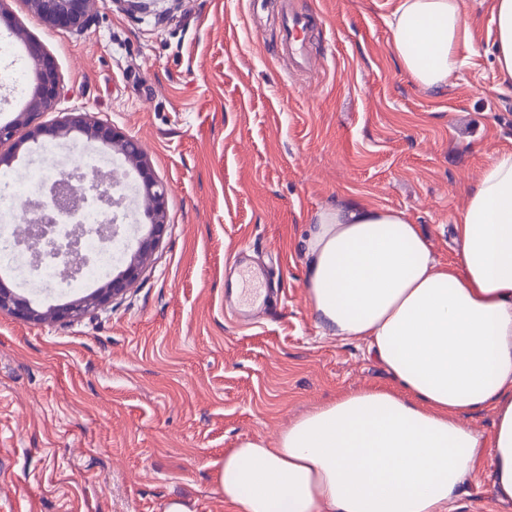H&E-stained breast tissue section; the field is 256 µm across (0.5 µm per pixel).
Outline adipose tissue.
<instances>
[{
  "label": "adipose tissue",
  "instance_id": "1",
  "mask_svg": "<svg viewBox=\"0 0 512 512\" xmlns=\"http://www.w3.org/2000/svg\"><path fill=\"white\" fill-rule=\"evenodd\" d=\"M492 55L512 84V0H492ZM390 48L421 87L443 88L472 42L460 0H398ZM322 328L365 342L392 384L347 392L284 429L245 437L214 472L227 512H448L494 413L493 477L512 499V151L466 192L453 255L436 259L406 211L315 212L301 241Z\"/></svg>",
  "mask_w": 512,
  "mask_h": 512
}]
</instances>
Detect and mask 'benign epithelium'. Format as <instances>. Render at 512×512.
Listing matches in <instances>:
<instances>
[{
	"label": "benign epithelium",
	"mask_w": 512,
	"mask_h": 512,
	"mask_svg": "<svg viewBox=\"0 0 512 512\" xmlns=\"http://www.w3.org/2000/svg\"><path fill=\"white\" fill-rule=\"evenodd\" d=\"M97 0H26L29 11L43 23L80 31L94 11ZM28 59L38 78V86L28 107L14 113L7 121H0V145L10 143L19 148L22 142L16 140L17 131L28 129L33 140L45 135L64 140L74 131L83 134L89 142H98L122 156L125 162L136 169L141 182L136 187L137 195L149 202L153 224L147 236L137 239L136 247L126 253V268L117 276L95 289L88 295L58 305L52 312L56 321L73 320L93 309L104 306L126 294L139 279L143 267L162 243L169 226L167 209L168 186L159 180L150 166L146 152L138 138L123 134L110 124L93 117L88 112L74 111L51 125L36 123L39 115L52 109L61 94V79L55 57L42 44L28 42ZM79 197L54 190L51 197L54 209L68 213L76 211ZM0 312H7L23 321L39 324L45 321L42 311L34 308L24 297L8 285L0 282Z\"/></svg>",
	"instance_id": "benign-epithelium-1"
}]
</instances>
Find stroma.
Here are the masks:
<instances>
[{
  "label": "stroma",
  "instance_id": "1",
  "mask_svg": "<svg viewBox=\"0 0 512 512\" xmlns=\"http://www.w3.org/2000/svg\"><path fill=\"white\" fill-rule=\"evenodd\" d=\"M461 5L473 42L434 91L389 51L396 0H291L314 18L307 70L281 51L280 0H98L79 33L8 0L0 114L34 87L17 35L38 39L63 85L41 123L80 108L137 137L170 223L123 297L69 322L0 313V512H226L225 449L276 444L315 406L390 385L363 343L324 333L300 242L316 211L361 201L407 211L448 260L466 188L512 150L490 0ZM243 256L281 290L249 325L224 293ZM489 457L455 512H512Z\"/></svg>",
  "mask_w": 512,
  "mask_h": 512
}]
</instances>
